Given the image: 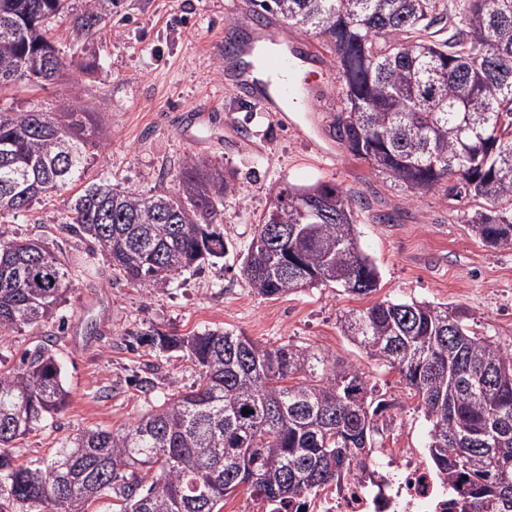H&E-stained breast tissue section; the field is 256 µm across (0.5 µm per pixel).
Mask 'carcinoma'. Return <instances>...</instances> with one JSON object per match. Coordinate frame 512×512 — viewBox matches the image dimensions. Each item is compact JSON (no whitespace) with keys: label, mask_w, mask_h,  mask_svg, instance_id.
<instances>
[{"label":"carcinoma","mask_w":512,"mask_h":512,"mask_svg":"<svg viewBox=\"0 0 512 512\" xmlns=\"http://www.w3.org/2000/svg\"><path fill=\"white\" fill-rule=\"evenodd\" d=\"M111 0H85L76 25L98 27ZM314 33L333 54L342 92L336 139L412 194L479 200L468 219L488 245H512V0H249ZM68 0H0V91L63 76L65 50L51 23ZM104 117L87 106L56 113L0 111V218L81 179L86 140ZM179 188L144 197L92 183L62 228L91 239L115 276L148 292L188 268L224 257L215 221L231 178L185 158ZM354 194L335 185L280 189L242 256L257 294L278 299L335 284L367 296L378 271L360 247ZM39 240L0 223V339L35 325L73 274ZM341 331L398 372L429 423L427 455L457 488V512H512V353L475 331L461 306L377 302L352 310ZM135 340L181 350L198 368L187 391L122 430L90 429L35 464L15 441L66 403L54 357L36 352L0 371V512H91L112 495L119 512H221L244 489L291 506L356 468L380 435L377 385L353 365L310 346L259 342L204 329ZM250 410L243 414L242 409Z\"/></svg>","instance_id":"1"}]
</instances>
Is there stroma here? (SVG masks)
<instances>
[{"instance_id": "35a3bbf8", "label": "stroma", "mask_w": 512, "mask_h": 512, "mask_svg": "<svg viewBox=\"0 0 512 512\" xmlns=\"http://www.w3.org/2000/svg\"><path fill=\"white\" fill-rule=\"evenodd\" d=\"M69 5L53 35L69 47L73 67L42 87L14 83L0 92V106L53 112L64 104H88L104 113L105 122L86 148L80 181L12 219L17 237L44 239L74 267L89 246L60 228L67 198L103 179L146 196L177 191L179 164L188 156L223 167L236 190L224 197L218 217L227 246L223 258L145 292L115 278L105 256H98L93 270L64 286L48 320L0 340V370L15 369L23 356L42 348L55 355L69 392L62 412L17 441L18 461L46 458L87 429L127 427L189 389L196 372L183 352L162 353L134 341V333L149 327L180 336L228 330L319 349L376 382L387 403L385 447H425L427 423L416 399L397 372L342 335L339 318L387 300L457 304L468 310L476 330L511 350L512 246H487L467 224L463 215L476 209V201L437 192L411 196L347 152L330 130L340 91L333 57L320 37L288 27L275 14L265 16L266 26L305 51L320 87L289 124L250 103L219 68L233 32L230 21L248 17V0H112L94 34L74 25L84 0ZM206 103L222 108L223 125L182 127L181 113ZM311 118L329 156L316 153L296 129ZM319 181L356 194L359 243L379 271L376 292L354 297L321 286L276 300L258 295L239 273L256 224L281 187Z\"/></svg>"}]
</instances>
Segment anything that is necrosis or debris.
Masks as SVG:
<instances>
[{"label":"necrosis or debris","instance_id":"1","mask_svg":"<svg viewBox=\"0 0 512 512\" xmlns=\"http://www.w3.org/2000/svg\"><path fill=\"white\" fill-rule=\"evenodd\" d=\"M454 490L427 464L421 449L385 448L369 471L354 470L296 503L297 512H446Z\"/></svg>","mask_w":512,"mask_h":512}]
</instances>
